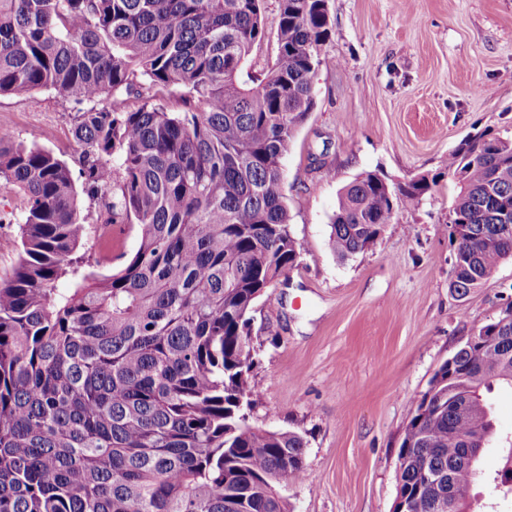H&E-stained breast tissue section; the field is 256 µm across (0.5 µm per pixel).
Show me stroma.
I'll return each mask as SVG.
<instances>
[{"label": "stroma", "instance_id": "1", "mask_svg": "<svg viewBox=\"0 0 512 512\" xmlns=\"http://www.w3.org/2000/svg\"><path fill=\"white\" fill-rule=\"evenodd\" d=\"M331 35L315 106L284 159L283 193L302 245L288 287L253 313V425L302 432L306 478L292 512H392L410 407L435 371L512 296V260L465 299L449 288L444 168L469 135L512 132V0H327ZM76 107L55 91L0 95V133L77 167ZM437 183L396 209L377 244L329 246L340 190L365 171Z\"/></svg>", "mask_w": 512, "mask_h": 512}]
</instances>
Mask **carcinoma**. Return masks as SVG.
I'll use <instances>...</instances> for the list:
<instances>
[{
    "label": "carcinoma",
    "instance_id": "carcinoma-1",
    "mask_svg": "<svg viewBox=\"0 0 512 512\" xmlns=\"http://www.w3.org/2000/svg\"><path fill=\"white\" fill-rule=\"evenodd\" d=\"M278 2L274 63L245 76L263 0H0V94L51 89L81 106L76 175L0 134V192L23 201L22 251L0 277V512H290L307 440L247 420L252 312L300 263L283 159L331 27L327 0ZM170 88L179 112L157 100ZM448 175L449 288L463 298L512 254V135L467 137ZM431 183L356 176L331 217L333 253L370 249ZM97 224L138 238L129 257L99 255L103 276L80 273ZM478 335L411 407L397 490L409 512L479 499L486 393L512 389V302ZM502 453L494 480L512 485V441ZM424 469L442 483L423 486Z\"/></svg>",
    "mask_w": 512,
    "mask_h": 512
}]
</instances>
